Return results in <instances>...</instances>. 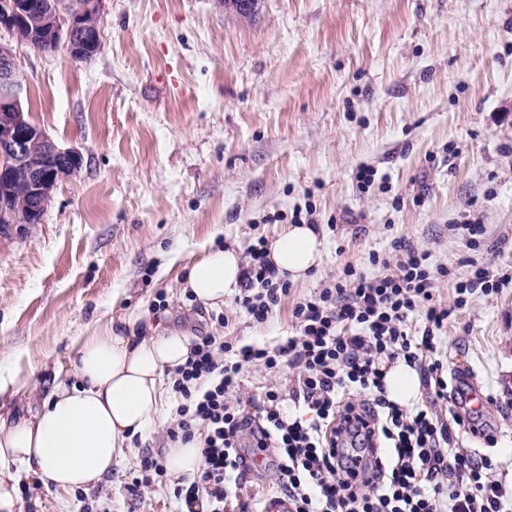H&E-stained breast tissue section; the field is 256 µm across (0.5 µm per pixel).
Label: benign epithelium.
Segmentation results:
<instances>
[{
  "mask_svg": "<svg viewBox=\"0 0 512 512\" xmlns=\"http://www.w3.org/2000/svg\"><path fill=\"white\" fill-rule=\"evenodd\" d=\"M104 3L105 0H83L72 10L59 0H0V30L32 48L42 39L53 38L66 47L73 61H85L102 47L96 21ZM21 93L16 55L10 46L0 43V195L13 193L15 168L22 167L27 172L26 212L19 215L1 210L0 222L18 227L39 223L58 185V172L65 171L73 178L83 164L78 150L59 147L30 121Z\"/></svg>",
  "mask_w": 512,
  "mask_h": 512,
  "instance_id": "obj_1",
  "label": "benign epithelium"
}]
</instances>
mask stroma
<instances>
[{
  "label": "stroma",
  "instance_id": "obj_1",
  "mask_svg": "<svg viewBox=\"0 0 512 512\" xmlns=\"http://www.w3.org/2000/svg\"><path fill=\"white\" fill-rule=\"evenodd\" d=\"M101 50L15 46L33 124L83 158L40 223L0 234V374L27 379L0 395L12 418L39 410L75 339L111 317L243 343L294 334V304L343 268L380 274L395 241L465 277L454 225L479 219L490 270L512 267V0H261L253 20L222 0H106ZM376 173L360 189L355 173ZM313 207L324 257L265 324L227 300L223 321L184 292L207 249L273 240ZM448 370L484 397V435L459 444L499 462L512 499V287L474 295L445 331ZM297 370L245 368L237 395ZM177 406L164 382L161 421L133 436L102 483L56 491L21 481L22 512H172V486L135 496L142 456L167 454Z\"/></svg>",
  "mask_w": 512,
  "mask_h": 512
}]
</instances>
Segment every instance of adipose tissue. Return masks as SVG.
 Listing matches in <instances>:
<instances>
[{"label": "adipose tissue", "instance_id": "1", "mask_svg": "<svg viewBox=\"0 0 512 512\" xmlns=\"http://www.w3.org/2000/svg\"><path fill=\"white\" fill-rule=\"evenodd\" d=\"M268 258L280 278L305 279L323 259L317 227L288 225L269 244ZM244 269L238 248L213 249L191 265L183 287L218 308L236 294ZM77 343L76 384L56 383L41 411L28 417L0 416V512H20L25 475H39L61 491L110 475L132 436L160 418L163 375L184 364L190 348L188 337L130 318L87 330ZM383 372L388 399L404 407L419 402L415 368L399 360Z\"/></svg>", "mask_w": 512, "mask_h": 512}]
</instances>
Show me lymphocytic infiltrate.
Returning a JSON list of instances; mask_svg holds the SVG:
<instances>
[{
    "mask_svg": "<svg viewBox=\"0 0 512 512\" xmlns=\"http://www.w3.org/2000/svg\"><path fill=\"white\" fill-rule=\"evenodd\" d=\"M396 262L382 261L375 277L345 267L322 288L298 300L292 316L297 335L274 344L237 346L217 336L193 340L186 362L172 374L178 394L173 442H197L202 466L180 478L179 512H224L261 458L277 476L276 499L291 512H512L493 463L460 447L459 433H479L474 416L457 410L464 392L444 377L441 332L472 295L512 284L493 276L478 258L455 282L452 305L436 294L449 268L431 266L427 254L395 242ZM289 292L267 258L266 240L246 251L236 303L253 322L266 323ZM420 316L413 330L411 316ZM403 359L423 374L426 403L405 409L385 395L382 359ZM275 373L300 369L293 402L307 407L301 420L285 414L283 395L266 387L260 402L265 422L253 424L235 398L244 366ZM360 400H353V393Z\"/></svg>",
    "mask_w": 512,
    "mask_h": 512,
    "instance_id": "lymphocytic-infiltrate-1",
    "label": "lymphocytic infiltrate"
}]
</instances>
